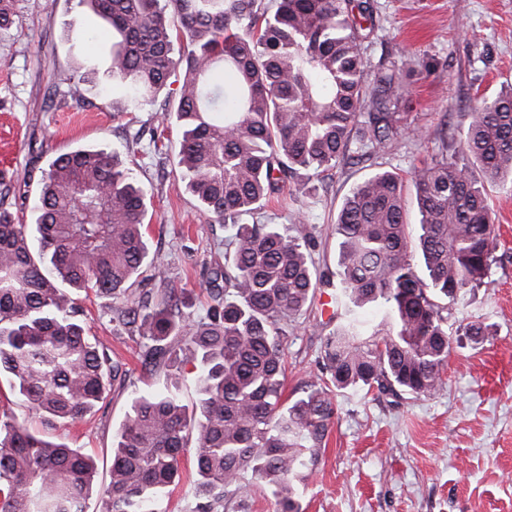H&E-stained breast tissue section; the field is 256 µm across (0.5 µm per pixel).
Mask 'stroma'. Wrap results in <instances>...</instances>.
I'll return each instance as SVG.
<instances>
[{
    "label": "stroma",
    "mask_w": 512,
    "mask_h": 512,
    "mask_svg": "<svg viewBox=\"0 0 512 512\" xmlns=\"http://www.w3.org/2000/svg\"><path fill=\"white\" fill-rule=\"evenodd\" d=\"M369 66L394 61L401 73L396 109L419 130L388 149L384 162L403 178L440 148L460 151L459 131L470 122L472 100L512 83V0H373ZM110 38L78 0H13L0 28V211L31 223L50 161L76 148L117 154L135 163L152 213L150 254L160 276L194 297L204 315L210 273L224 261L225 231L201 211L177 176L176 126L162 122L165 100L179 83L142 111H120L103 76ZM430 76H422L424 68ZM78 85L83 104L64 97ZM163 130L155 153L150 136ZM361 160L334 171L304 204L289 194L269 202L260 219L292 223L303 210L319 266L337 271V213L352 186L374 171ZM497 262L486 284L465 289L453 307L461 323L479 322L481 342L451 338L443 387L428 397L348 390L336 399L335 422L301 500L303 512H512V184L489 186ZM329 289L318 291L287 343L286 393L317 374L329 332ZM82 321L119 366L106 400L76 423L47 424L19 398L0 402V420H16L42 435L92 454L97 475L86 512H102L112 445L135 393L163 387L144 367L141 339L116 327L111 298L79 296Z\"/></svg>",
    "instance_id": "35a3bbf8"
}]
</instances>
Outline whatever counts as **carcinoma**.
I'll use <instances>...</instances> for the list:
<instances>
[{
	"instance_id": "cac0c4a2",
	"label": "carcinoma",
	"mask_w": 512,
	"mask_h": 512,
	"mask_svg": "<svg viewBox=\"0 0 512 512\" xmlns=\"http://www.w3.org/2000/svg\"><path fill=\"white\" fill-rule=\"evenodd\" d=\"M112 36L109 76L125 107L155 101L181 72L173 111L178 169L198 207L224 225V267L212 272L205 317L154 280L147 193L115 154L78 148L53 159L32 224L0 212V372L47 421L74 423L105 398L109 357L85 335L73 294L123 300L112 321L142 338V363L166 373L163 392L133 397L112 448L106 512H166L195 436L196 504L224 512L254 485L275 512H302L338 394L372 389L434 394L451 331L479 340V323H452L457 293L485 284L496 261L486 184L512 180V85L472 108L466 161L442 143L414 169L420 214L411 243L398 172L378 168L353 186L336 219V321L321 369L286 399V339L319 287L311 236L257 215L284 186L293 199L352 154L379 153L410 128L395 111V64L368 73L362 21L370 0H81ZM181 46L175 47V41ZM232 75V93L215 82ZM477 166L483 180L475 179ZM199 368L185 405L175 371ZM96 462L79 448L0 423V512H84Z\"/></svg>"
}]
</instances>
